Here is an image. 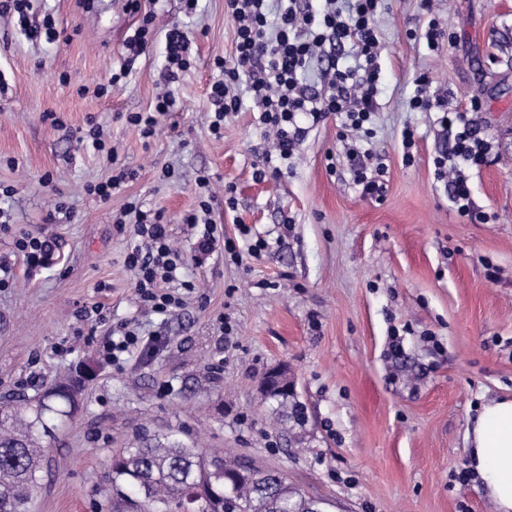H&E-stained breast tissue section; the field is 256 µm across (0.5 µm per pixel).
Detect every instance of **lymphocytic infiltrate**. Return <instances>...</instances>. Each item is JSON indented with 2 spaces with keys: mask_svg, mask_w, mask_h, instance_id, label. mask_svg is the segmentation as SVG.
Segmentation results:
<instances>
[{
  "mask_svg": "<svg viewBox=\"0 0 512 512\" xmlns=\"http://www.w3.org/2000/svg\"><path fill=\"white\" fill-rule=\"evenodd\" d=\"M278 2L273 10L268 0H225L227 13L235 22V51L231 59L216 60L219 74L210 88L212 134L221 135L225 117L239 111L240 101L231 90L242 81L259 109L261 124L274 132L272 151L255 166V177L260 181L270 175L280 176L283 164L293 157L306 133L301 119L317 123L333 114L341 118L343 127L356 131L371 123L377 110L381 72L377 18L384 0H346L348 8L344 11L337 8V0ZM328 43L350 45L358 66L343 67L336 57H328L323 87L315 90L304 84L300 75ZM416 83L410 108L437 113L439 125L448 132L450 146L435 157L434 165L450 201L469 223H487V215L471 207V188L465 174L466 169L487 162L488 146L471 117L481 107L479 96L471 97L468 109H459L431 94L427 75H419ZM350 166L361 196L383 200L385 164L371 163L369 154L355 151L350 155ZM196 195V209L183 217L185 224L197 229L194 255L205 256L219 247L235 254L234 243L222 240L210 219L215 200L211 174L198 177ZM114 224L120 232L126 225L134 227L137 241L126 252L124 264L135 274L134 289L143 306L158 315L181 306L195 285L182 277L186 257L171 244L164 210L145 211L131 202L115 216ZM14 246L31 267L53 265L59 256V244L51 235L23 232L16 236Z\"/></svg>",
  "mask_w": 512,
  "mask_h": 512,
  "instance_id": "f902f5d3",
  "label": "lymphocytic infiltrate"
}]
</instances>
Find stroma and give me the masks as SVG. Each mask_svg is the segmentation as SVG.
<instances>
[{
    "instance_id": "obj_1",
    "label": "stroma",
    "mask_w": 512,
    "mask_h": 512,
    "mask_svg": "<svg viewBox=\"0 0 512 512\" xmlns=\"http://www.w3.org/2000/svg\"><path fill=\"white\" fill-rule=\"evenodd\" d=\"M147 12L154 44L111 84ZM47 14L54 42L0 16V184L15 189L0 196L12 217L0 257L13 279L0 288V395L31 396L57 374L91 370L72 416L40 439L48 465L31 512H112L102 481L112 454L146 434L252 456L334 502L333 512H496L468 467L467 436L484 402L512 396V0H434L430 14L421 0H389L378 18L372 136L343 132L329 116L308 128L281 177L262 182L254 165L268 141L252 101L225 119L222 137L209 131L213 61L235 49L224 0H198L191 14L183 0H141L137 13L126 0H33L30 25ZM432 19L447 35L435 51L423 37ZM174 25L189 33L192 67L145 140L126 117L152 110ZM422 73L449 105L481 99L473 118L491 162L471 171L470 187L488 223L458 216L435 177L433 159L447 146L437 115L408 107ZM99 86L106 94L95 95ZM47 112L63 126L44 121ZM90 117L135 173L105 205L85 187L112 166L76 142ZM354 150L382 156L383 201L360 195ZM204 171L216 194L236 187L235 207L215 204L211 220L242 259L219 249L188 262L195 292L151 314L124 265L133 233L118 232L112 217L133 200L164 209L173 245L189 252L193 232L181 218L197 206ZM60 201L69 214L56 213ZM22 232L57 235L58 262L27 270L14 256ZM260 237L268 249L250 255ZM95 303L103 321L77 318ZM125 327L140 331V346L105 363L98 338ZM277 368L292 383L284 405L263 389Z\"/></svg>"
}]
</instances>
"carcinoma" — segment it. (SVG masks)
Here are the masks:
<instances>
[{"label": "carcinoma", "mask_w": 512, "mask_h": 512, "mask_svg": "<svg viewBox=\"0 0 512 512\" xmlns=\"http://www.w3.org/2000/svg\"><path fill=\"white\" fill-rule=\"evenodd\" d=\"M85 374L42 385L21 406H0V512H29L42 469L40 431L77 407ZM112 512H328L330 503L222 451L204 453L174 440L143 439L112 456Z\"/></svg>", "instance_id": "carcinoma-1"}]
</instances>
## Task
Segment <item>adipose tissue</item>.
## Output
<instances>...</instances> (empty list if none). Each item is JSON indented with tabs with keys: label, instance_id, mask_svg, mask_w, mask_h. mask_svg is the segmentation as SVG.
Returning <instances> with one entry per match:
<instances>
[{
	"label": "adipose tissue",
	"instance_id": "adipose-tissue-1",
	"mask_svg": "<svg viewBox=\"0 0 512 512\" xmlns=\"http://www.w3.org/2000/svg\"><path fill=\"white\" fill-rule=\"evenodd\" d=\"M469 467L498 512H512V398L484 404L471 438Z\"/></svg>",
	"mask_w": 512,
	"mask_h": 512
}]
</instances>
